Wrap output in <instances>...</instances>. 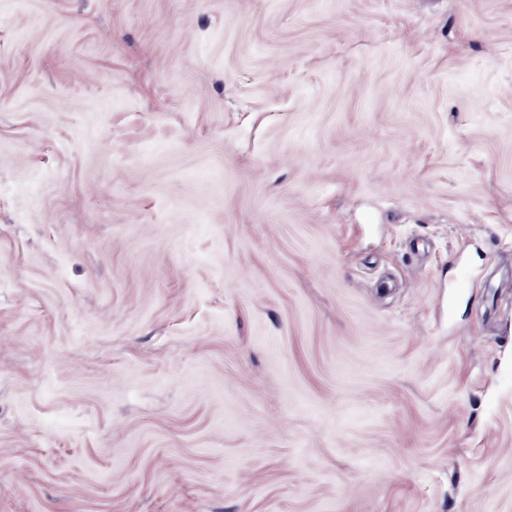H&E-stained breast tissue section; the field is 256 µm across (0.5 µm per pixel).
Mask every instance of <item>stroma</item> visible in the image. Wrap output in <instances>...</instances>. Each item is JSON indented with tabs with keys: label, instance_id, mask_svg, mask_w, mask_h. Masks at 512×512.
Listing matches in <instances>:
<instances>
[{
	"label": "stroma",
	"instance_id": "35a3bbf8",
	"mask_svg": "<svg viewBox=\"0 0 512 512\" xmlns=\"http://www.w3.org/2000/svg\"><path fill=\"white\" fill-rule=\"evenodd\" d=\"M0 512H512V0H0Z\"/></svg>",
	"mask_w": 512,
	"mask_h": 512
}]
</instances>
